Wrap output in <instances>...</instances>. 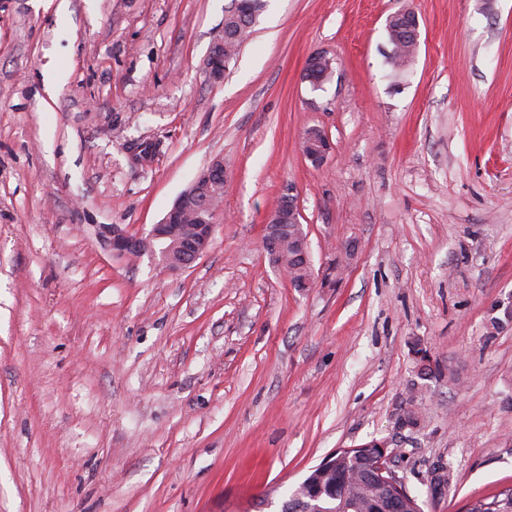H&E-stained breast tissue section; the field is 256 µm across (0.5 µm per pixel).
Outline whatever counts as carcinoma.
Returning a JSON list of instances; mask_svg holds the SVG:
<instances>
[{"instance_id": "carcinoma-1", "label": "carcinoma", "mask_w": 512, "mask_h": 512, "mask_svg": "<svg viewBox=\"0 0 512 512\" xmlns=\"http://www.w3.org/2000/svg\"><path fill=\"white\" fill-rule=\"evenodd\" d=\"M249 11H236L229 7L224 11V56L233 58L264 8L263 0H249ZM391 52L385 57L386 64L394 73L404 72L414 61L419 42L408 24L398 19L386 28ZM284 249L283 267L296 288L311 284L312 268L296 258L301 246L306 244V233L301 224H288L282 231ZM317 505L325 512H381L382 494L374 488L366 476L365 464L351 458L321 481ZM466 512H512V487L472 502Z\"/></svg>"}]
</instances>
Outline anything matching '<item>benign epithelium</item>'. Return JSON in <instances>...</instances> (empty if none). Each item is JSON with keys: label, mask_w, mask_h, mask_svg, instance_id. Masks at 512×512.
<instances>
[{"label": "benign epithelium", "mask_w": 512, "mask_h": 512, "mask_svg": "<svg viewBox=\"0 0 512 512\" xmlns=\"http://www.w3.org/2000/svg\"><path fill=\"white\" fill-rule=\"evenodd\" d=\"M223 46V35L220 34L213 41L206 59V71L211 78L228 67V62L222 54ZM332 150V142L323 130L309 133L301 138L303 156L316 165L323 164ZM227 180L224 161L220 158L212 160L205 168L203 178L191 184L179 195L162 220L152 226L148 235L131 233L120 225L113 224L100 230L104 245L112 251V254L122 256L141 253L147 249L152 250L154 243L163 241L167 243L164 248V263L167 267L176 270L190 265L208 250L214 235L216 219L222 209V204L214 203L211 194L207 193L205 188L211 185L222 186ZM190 207L195 209L196 219L190 233L186 234L182 224H184L185 213ZM300 217L301 211L296 199L288 194L283 197L281 207L270 213L268 223L298 224ZM388 448L389 443L379 441L367 442L353 448H339L325 457L315 466V469L331 471L336 468L339 461L359 456L370 463L374 481L398 497L403 507L422 512L417 499L409 494L402 481L386 465L390 457Z\"/></svg>", "instance_id": "1"}]
</instances>
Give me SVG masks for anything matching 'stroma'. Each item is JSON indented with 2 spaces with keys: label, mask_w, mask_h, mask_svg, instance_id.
<instances>
[{
  "label": "stroma",
  "mask_w": 512,
  "mask_h": 512,
  "mask_svg": "<svg viewBox=\"0 0 512 512\" xmlns=\"http://www.w3.org/2000/svg\"><path fill=\"white\" fill-rule=\"evenodd\" d=\"M59 2L0 0V512H280L371 440L425 512L511 487L512 0H265L220 81L230 0ZM406 7L419 47L393 78ZM215 158L190 266L100 241L147 233ZM286 193L304 289L263 249ZM321 131L303 135L301 138V152L303 156L315 165L323 164L333 150L332 142L327 133L318 127Z\"/></svg>",
  "instance_id": "stroma-1"
}]
</instances>
